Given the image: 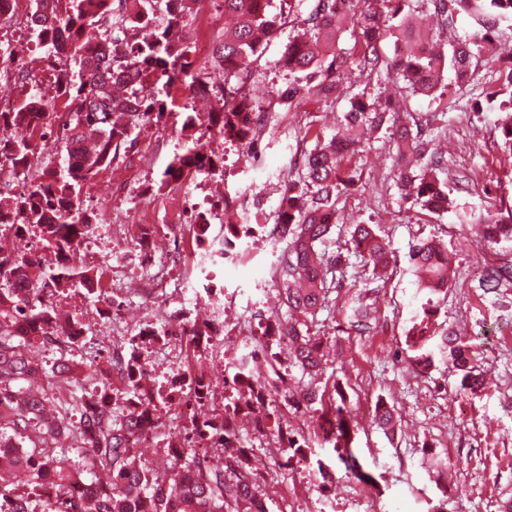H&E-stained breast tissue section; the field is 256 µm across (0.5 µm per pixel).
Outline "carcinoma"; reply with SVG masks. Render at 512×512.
Returning <instances> with one entry per match:
<instances>
[{
    "mask_svg": "<svg viewBox=\"0 0 512 512\" xmlns=\"http://www.w3.org/2000/svg\"><path fill=\"white\" fill-rule=\"evenodd\" d=\"M37 11L28 19L29 38L45 51L55 79L57 97L65 98L71 122L66 137L65 172L43 173L34 190L0 202V230L16 237L34 236L45 254L36 263L18 250L0 254V471L16 470L20 456L34 460L30 475L10 486L0 481V512H267L266 493L253 467L250 449L239 431L224 428V421L206 413L197 397L177 388L140 383L133 377L138 359L124 366L130 377L112 386L107 372L117 363L94 370L93 391L80 398L79 419L65 415L47 424L54 405L43 378L79 381L77 364L60 355L51 371L36 376V361L25 349L63 341L73 319H61L54 306L40 301L83 289H93L90 271L77 266L80 246L94 225L81 208V196L90 191L95 176L107 168L132 129L161 122L167 106L157 98L138 95L137 87L163 81L170 84L191 67L192 46L182 39L186 16L198 0H133L140 24L118 39L108 31L96 39L85 37L127 0H36ZM224 13L235 18L212 50L214 66L224 72L218 84L209 76H194L188 85L193 96L218 95V109L207 113V123L226 143L238 146L251 162L257 130L253 118L261 112L247 91L253 63L265 49L264 40L290 22L296 34L280 59L288 73L282 100L329 99L344 92L351 70L366 78L386 76L401 95L436 97L445 73L456 83L470 81L482 62L486 45L502 22L512 23V0H283L288 13L269 12L270 0H222ZM423 11L440 16L446 27L466 16L474 31L445 48L433 38L414 31L412 17ZM354 32L353 51L338 47L346 27ZM389 39L415 45L392 57L381 51ZM79 68L74 77L71 65ZM491 101L501 111H512V69L502 79ZM341 129L327 140H316L304 154L298 179L281 190L274 230L288 239L275 268L278 293L288 315L259 325L248 336L250 348L240 351L224 337V412L268 439L278 467L304 464L318 487L330 477L324 460L312 459L313 446L332 449L352 481L379 489L377 477L364 468L354 453L355 431L347 394L339 383L319 386L323 374L325 337L311 332L307 320H316L336 291V269L341 255L320 249L334 228L343 226L337 201L355 184L344 166L347 150L371 140L385 128L406 159L398 176L399 188L413 203L433 213H445L453 200L441 178L442 156L429 152L427 142L412 124L395 115L362 89L350 94ZM53 102L38 96L25 98L13 111L0 112V166L12 173L27 171L38 154L35 134L49 121ZM224 158L214 149L194 146L175 157L163 173L164 181H180L202 167L216 172ZM484 238L491 244L512 241V209L490 206L482 219ZM267 229L265 224H227L224 239L243 240ZM354 256L362 268L380 279L386 272L389 242L375 224L346 227ZM420 286L432 295L448 286L451 255L434 239H419L409 255ZM512 284V267L491 268L483 288L494 292ZM368 304L357 299L350 327H368ZM290 347L289 363L309 376L293 385L274 349ZM441 357L460 376V389L471 394L484 386L482 372L473 363L472 345L451 329L441 332ZM174 408L186 415L182 443L169 442L168 466L158 471L153 463L137 459L129 434L151 419L156 427ZM312 414V432L289 430L288 412ZM373 420L383 430H394L396 411L376 402ZM89 445L87 468L69 465L65 441Z\"/></svg>",
    "mask_w": 512,
    "mask_h": 512,
    "instance_id": "carcinoma-1",
    "label": "carcinoma"
}]
</instances>
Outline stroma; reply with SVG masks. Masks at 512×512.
<instances>
[{
	"mask_svg": "<svg viewBox=\"0 0 512 512\" xmlns=\"http://www.w3.org/2000/svg\"><path fill=\"white\" fill-rule=\"evenodd\" d=\"M185 35L195 51L194 71L212 75L210 56L199 51L223 37L227 20L221 0H211L205 14L187 18ZM293 35L284 25L268 42L262 58L253 65L248 83L259 106H267L287 84L278 61ZM26 14L0 21V56L14 52L39 81L27 86L15 81L12 65L0 66V109L8 110L30 95L51 98L53 76L43 50L28 41ZM512 69V27L501 26L486 50L473 81L454 85L450 97L430 100L415 96L401 100L402 111L429 117L421 137L448 164L447 183L456 207L436 216L405 201L396 184L395 147L379 134L360 152L348 156L346 165L357 184L343 192L337 207L347 223L377 224L391 241L394 258L386 281L377 282L366 298L375 318L364 335L350 333L351 313L346 291L357 282L359 263L350 259L342 284L345 288L332 310L318 314L321 332L337 340L335 352L324 369V378L342 383L360 430L357 452L365 467L384 475L379 498L388 512H426L428 502H446L445 512H498L502 501L512 497V287L500 295L483 294L479 279L488 264L512 265V242L488 244L480 225L471 216L489 206L512 208V155L497 145V125L504 115L488 100L502 77ZM164 121L132 131L134 145L120 151L110 166L93 180L83 197L92 223H111L113 211L148 224L160 222L167 210L194 206L208 209L224 194L235 196L233 209L222 219L241 223L243 213L257 212L262 224H273L285 181L296 178L301 152L317 138L336 132L347 96L310 103H282L272 109L271 127L258 137L259 162L247 168L238 162L235 147L215 143L225 158L224 175L196 174L179 183H165L163 173L175 156L203 136L204 127L184 131L185 113L216 109L214 98H192L181 83L168 89ZM441 239L452 255L454 274L445 292L429 296L418 286L409 260L416 240ZM285 244L278 236L249 242L246 261L226 260L216 276L224 284V329L241 342L243 319H255L257 311L282 315L272 281L273 267ZM433 302L427 321L429 334L448 327L461 328L479 352L478 364L486 385L477 394H464L455 371L443 361L419 371L413 360L417 349L407 342L409 330L422 319V308ZM394 405L399 424L384 433L370 420L376 400ZM244 446L252 448L257 468L267 480L269 512H297L304 505L320 512H357L355 482L345 477L338 463L324 490L310 487L306 469L278 475L266 441L244 429ZM432 447L445 461V487H437L424 447Z\"/></svg>",
	"mask_w": 512,
	"mask_h": 512,
	"instance_id": "35a3bbf8",
	"label": "stroma"
}]
</instances>
